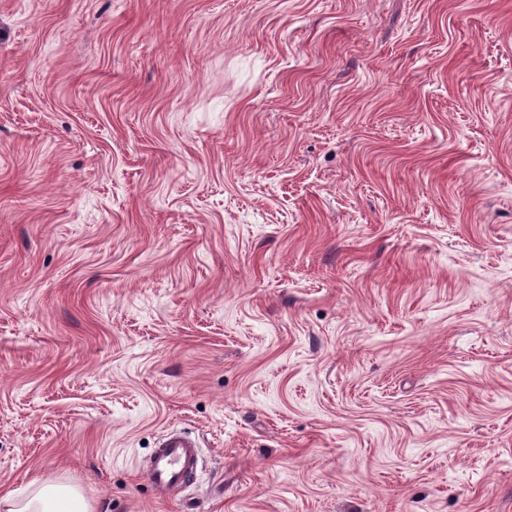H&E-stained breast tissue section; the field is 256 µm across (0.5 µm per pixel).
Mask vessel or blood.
I'll return each instance as SVG.
<instances>
[{"label": "vessel or blood", "mask_w": 512, "mask_h": 512, "mask_svg": "<svg viewBox=\"0 0 512 512\" xmlns=\"http://www.w3.org/2000/svg\"><path fill=\"white\" fill-rule=\"evenodd\" d=\"M201 460L200 445L191 434L176 428L160 436L146 466V478L156 500L165 502L196 478Z\"/></svg>", "instance_id": "b4317fda"}]
</instances>
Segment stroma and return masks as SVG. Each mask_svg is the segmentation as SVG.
<instances>
[{
  "label": "stroma",
  "instance_id": "stroma-1",
  "mask_svg": "<svg viewBox=\"0 0 512 512\" xmlns=\"http://www.w3.org/2000/svg\"><path fill=\"white\" fill-rule=\"evenodd\" d=\"M42 483L512 512V0H0V494ZM201 463L195 437L176 428L163 432L146 466L154 498L165 502L175 497L191 479H196Z\"/></svg>",
  "mask_w": 512,
  "mask_h": 512
}]
</instances>
